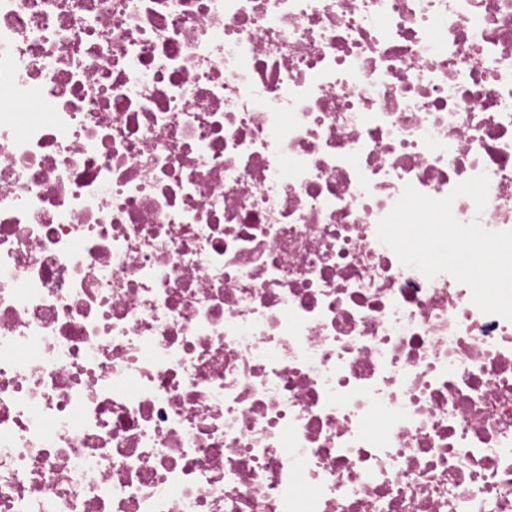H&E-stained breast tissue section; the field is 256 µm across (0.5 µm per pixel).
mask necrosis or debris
<instances>
[{
  "instance_id": "1",
  "label": "necrosis or debris",
  "mask_w": 512,
  "mask_h": 512,
  "mask_svg": "<svg viewBox=\"0 0 512 512\" xmlns=\"http://www.w3.org/2000/svg\"><path fill=\"white\" fill-rule=\"evenodd\" d=\"M512 0H0V512H512Z\"/></svg>"
}]
</instances>
